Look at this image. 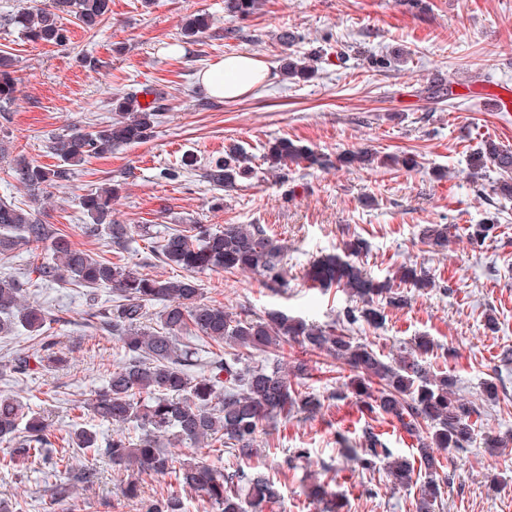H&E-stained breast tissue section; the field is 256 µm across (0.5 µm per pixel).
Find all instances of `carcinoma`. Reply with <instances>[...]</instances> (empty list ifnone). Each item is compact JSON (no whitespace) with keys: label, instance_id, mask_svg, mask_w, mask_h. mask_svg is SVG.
Masks as SVG:
<instances>
[{"label":"carcinoma","instance_id":"cac0c4a2","mask_svg":"<svg viewBox=\"0 0 512 512\" xmlns=\"http://www.w3.org/2000/svg\"><path fill=\"white\" fill-rule=\"evenodd\" d=\"M261 0H224V16L231 22L254 15ZM110 0H41L35 7L0 17L33 44L65 47L71 41L64 17L76 19L86 32L104 21ZM208 28L205 17H193L183 25V35L193 39ZM291 79L310 78L315 69L306 58L288 54L285 66ZM19 78L14 56L0 50V116L12 111L17 101ZM161 94L143 104L139 92L131 91L112 99V123L90 132H69L53 136L49 152L58 160L42 166L18 155L8 173L28 194L36 198L48 189L69 182L76 167L92 157L112 153V149L140 144L150 138L160 116ZM373 152H346L331 159L304 145L283 137L274 140L263 155L266 172H282L292 165L341 168L364 166ZM467 166L474 177L492 170L498 174L497 194L512 198V150L491 140L483 141L468 156ZM256 175L252 158L238 146L224 151L202 174L214 189L233 188ZM120 184H111L80 197L91 223L82 226L89 236L105 233L117 245L132 238V227L112 221V201ZM495 223L472 224L467 228L471 243L489 238ZM422 237L431 245L448 247V225L428 224ZM26 248L32 257L44 248L53 263L35 264L37 280L83 289L87 321L98 330L116 334L124 358L112 364L105 384L88 403L78 406L93 417L115 427L110 437H101L90 425L76 423L65 431L62 441L70 448L90 451L112 461L126 472L120 496L131 502L141 498L139 477L143 474L172 475L180 490L145 505L146 512H189V500L208 505L209 512H275L281 501L280 482L252 462L269 454L260 447L259 433L277 418L296 413L313 415L322 402L301 395L288 375L279 368L250 366L244 352L262 351L271 346L296 343L307 353L327 355L349 370L345 388L367 414L380 415L397 424L416 441L417 456L396 455L379 435L365 431L360 448L344 436L339 443L350 459L366 472L385 466L390 480L401 487L423 478L416 512H433L442 495L438 454L446 450L464 451L482 420L480 404L461 396L456 379L436 372L424 355L433 350L427 336L414 339L411 346L386 360L370 345L355 337L361 326L377 328L386 321L388 306L407 304L401 286L435 288L436 281L421 267L401 269L399 283L378 280L354 262L367 249L362 238L346 243L339 253H329L313 261L308 277L323 288L336 286L350 298L331 325L307 323L273 310L265 317L249 319L201 299L200 288L191 278L169 279L145 273L136 263L119 265L92 257L75 246L70 237L46 223L40 214L12 201L0 199V254ZM155 259L164 266L188 272H255L266 284H279L284 268L285 248L258 224H226L217 229L206 224H185L165 234L155 249ZM107 288L115 296L109 306L95 303L94 292ZM162 305L156 326L150 320L149 306ZM48 312L25 300L22 284L11 276L0 275V335L9 336L24 329L36 340L34 352L22 353L3 369L26 376L48 372L63 362L58 341L45 334ZM194 333L195 342L180 340ZM227 346L222 355L198 363L197 343ZM202 366L196 374L193 368ZM132 428L134 433L127 432ZM219 442L231 450L239 466L231 473L195 457L178 459L179 446L208 448ZM0 443L9 445L0 458V468L9 470L19 463L33 466L50 484L56 499L70 496L72 486L88 482V472L76 468L64 455L54 456L49 424L31 411L15 395H0ZM307 497L321 512H338L340 505L323 483L310 486Z\"/></svg>","mask_w":512,"mask_h":512}]
</instances>
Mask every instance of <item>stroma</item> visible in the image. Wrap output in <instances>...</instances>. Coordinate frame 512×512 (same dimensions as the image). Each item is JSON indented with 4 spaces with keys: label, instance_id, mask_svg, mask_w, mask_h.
I'll return each instance as SVG.
<instances>
[{
    "label": "stroma",
    "instance_id": "stroma-1",
    "mask_svg": "<svg viewBox=\"0 0 512 512\" xmlns=\"http://www.w3.org/2000/svg\"><path fill=\"white\" fill-rule=\"evenodd\" d=\"M423 10L402 0H261L246 21L224 17V0H112V12L97 33L70 24L68 48L33 44L14 29L0 27V49L16 58L18 101L7 125L9 152L53 165L46 145L52 136L85 131L110 121L111 98L152 87L164 96L152 137L123 146L79 166L72 182L50 189L40 210L47 223L67 233L94 257L137 263L151 274L180 279L186 272L155 264L152 250L182 224H260L281 240L287 253L281 284L266 285L260 275L196 274L205 302L230 312L261 316L277 309L319 324L332 323L348 304L344 292L313 286L305 278L310 264L334 252L344 241L366 240L358 258L377 279L396 277L403 265L434 274V288L409 289L403 308H387L380 328L358 333L384 356L397 353L415 337L435 342L428 361L457 379L460 394L477 398L482 381L497 378L498 398L483 402L478 442L466 451L442 454L440 476L450 482L436 512H512V447L488 448L487 433H512V364L499 361L512 348V201L494 194L490 172L468 176L467 157L489 139L512 148V111L486 108L488 94L512 95V0H425ZM208 16L210 28L195 39L182 26L195 15ZM299 37L296 54H317V70L306 81L283 74L286 50L278 43L282 29ZM246 52L269 69L266 84L235 102L212 97L200 71L224 56ZM400 54L387 69L373 68L375 54ZM90 54L102 66L85 69ZM452 83L444 102L427 99L424 87L434 77ZM287 137L315 152L336 155L368 148L378 155H417L421 168L409 171L380 164L368 168L290 167L285 178L262 173L269 142ZM253 158L256 176L224 191L223 205H212L214 192L199 177L209 161L230 145ZM192 155L197 167L178 181L160 176ZM117 182L121 191L112 218L119 224L146 225L149 235H134L126 250L109 239L87 238L88 217L81 195ZM498 228L483 245L467 238L470 225L487 217ZM428 224L450 227L447 250L421 240ZM27 251L0 255V274L27 282L28 299L48 310L49 335L57 337L66 362L55 370L18 378L0 375V392L19 396L46 419L55 434L77 420V404L104 382L121 350L111 335L90 329L82 294L73 288H44L36 283ZM253 361L290 369L305 360L308 372L293 379L299 392L319 397L321 412L278 421L261 435L269 454L259 469L279 474L281 512H317L305 492L311 478L331 479L344 501L343 512H415L419 485L396 489L384 468L358 471L339 452L337 433L360 439L373 427L394 453L407 455L412 439L379 416L364 415L334 359L303 354L295 345L256 352ZM55 448L94 473L92 483L57 500L37 473L0 469V503L9 512H139L117 495L121 475L93 453ZM310 452L295 469L282 465L296 449Z\"/></svg>",
    "mask_w": 512,
    "mask_h": 512
}]
</instances>
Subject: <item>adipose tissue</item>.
<instances>
[{
    "label": "adipose tissue",
    "mask_w": 512,
    "mask_h": 512,
    "mask_svg": "<svg viewBox=\"0 0 512 512\" xmlns=\"http://www.w3.org/2000/svg\"><path fill=\"white\" fill-rule=\"evenodd\" d=\"M268 77V69L260 59L239 53L202 71L200 82L211 95L235 101L253 93Z\"/></svg>",
    "instance_id": "obj_1"
}]
</instances>
